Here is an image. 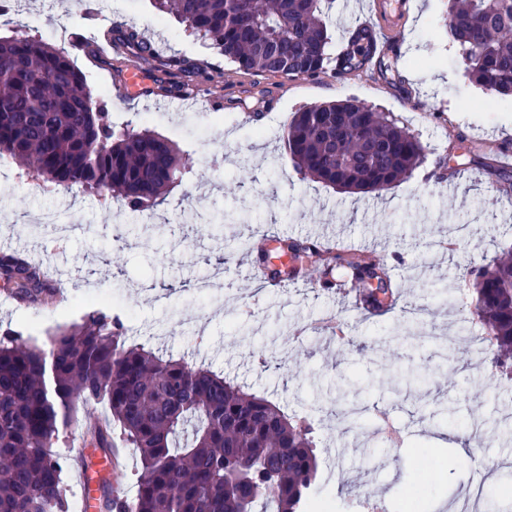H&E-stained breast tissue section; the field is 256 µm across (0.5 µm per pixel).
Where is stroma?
Returning a JSON list of instances; mask_svg holds the SVG:
<instances>
[{"label":"stroma","mask_w":512,"mask_h":512,"mask_svg":"<svg viewBox=\"0 0 512 512\" xmlns=\"http://www.w3.org/2000/svg\"><path fill=\"white\" fill-rule=\"evenodd\" d=\"M369 0H334L328 25L331 52H338L348 29L369 16ZM448 0H411L401 25L403 57H379V66L342 78L334 72L292 78L277 96L275 111L288 119L303 106L353 98L393 113L416 134L423 161L394 189L347 193L302 179L284 153L280 131H260L251 111H262L280 76L242 72L216 50L190 35L173 16L160 14L153 0H89L86 14L72 0H27L21 12L31 33L54 43L68 41L86 18L124 20L148 30L160 56L178 54L206 68L203 88L222 99L213 111L189 98L131 101L115 98L114 79L126 70L116 58L111 68L75 55L93 98L104 99L116 125L149 129L169 140L193 172L154 216L132 212L116 200L78 190L46 188L30 180L0 182V243L33 263L60 270L68 298L55 307L22 305L0 287V332L32 335L82 323L101 308L120 315L127 341L164 356L205 364L257 394L278 402L289 414L318 422L317 451L323 463L318 502L329 512H360L354 499L339 494L343 475L375 486L386 512H403L420 500L418 512H448L469 471L454 459L451 446L435 444L449 417L481 419L478 443L500 487L512 485V387L482 378L480 366L457 348L436 352L418 328L403 329L406 304H433L434 331L445 336L473 323L467 272L512 246V168L492 176L512 155V98H490L469 82L451 47L445 25ZM192 203H185L184 192ZM51 210L72 216L80 230L59 241L52 233L30 236L22 224ZM251 215L248 224H212L218 211ZM335 226L342 242L374 254L390 269L395 301L391 309L369 313L354 293L318 288L313 279L281 287L256 284L235 262L246 242H263L269 267L285 258L282 239H317ZM210 278L209 293H195L197 280ZM447 286L446 302L432 293ZM333 315L353 344L330 352L319 337L295 344L296 329ZM376 342L378 352H357ZM288 348V364L278 362ZM419 365L432 379L409 385L399 369ZM349 380L357 400L387 409L401 428L398 443L374 436L373 425L338 429L342 408L337 388ZM105 404L79 408L57 446L66 457L82 454L97 466L99 454L84 443L89 419L106 416ZM371 448L380 467L363 471L361 449Z\"/></svg>","instance_id":"1"}]
</instances>
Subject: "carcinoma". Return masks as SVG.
<instances>
[{"label": "carcinoma", "mask_w": 512, "mask_h": 512, "mask_svg": "<svg viewBox=\"0 0 512 512\" xmlns=\"http://www.w3.org/2000/svg\"><path fill=\"white\" fill-rule=\"evenodd\" d=\"M243 72L316 77L369 69L365 28L329 52L324 17L333 0H154ZM450 42L468 80L512 96V0H449ZM0 40V157L36 177L84 192L118 193L133 212L152 209L181 186L189 168L158 134L112 123L87 90L65 44L21 23ZM105 42L132 59L155 56L136 26L114 23ZM199 82L207 72L178 55L162 62ZM284 149L305 178L334 189L386 192L422 162L416 136L395 116L354 99L304 106L284 124ZM293 263L333 260L353 273L368 307L389 292L385 268L360 255L330 257L302 240L282 245ZM472 319L490 345L494 377L512 382V256L471 272ZM0 281L23 302L52 300L62 286L25 260L0 255ZM102 402L110 417L89 430L110 460L133 448L141 471L133 501L104 494L108 512H309L319 462L312 424L210 369L129 344L116 317L99 310L58 327L47 347L17 332L0 335V512H68L69 462L56 447L77 404Z\"/></svg>", "instance_id": "obj_1"}]
</instances>
